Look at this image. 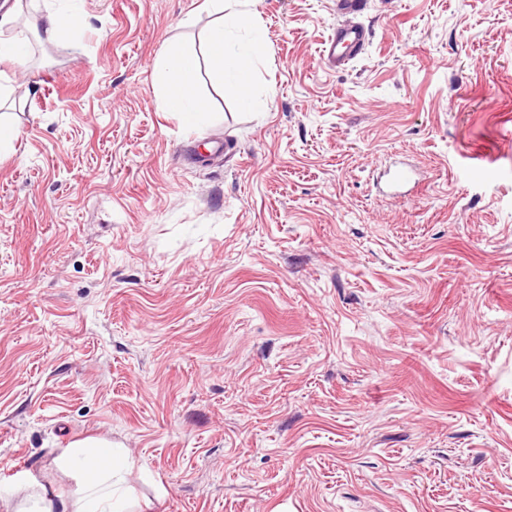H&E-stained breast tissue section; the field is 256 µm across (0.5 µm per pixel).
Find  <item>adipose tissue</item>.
Instances as JSON below:
<instances>
[{
	"label": "adipose tissue",
	"instance_id": "ef3b65f1",
	"mask_svg": "<svg viewBox=\"0 0 512 512\" xmlns=\"http://www.w3.org/2000/svg\"><path fill=\"white\" fill-rule=\"evenodd\" d=\"M257 0H202L199 9L213 15L200 49L179 40L168 42L155 60L159 99L165 111L176 113L189 127L208 119L207 103L197 94L202 72H209L223 93L254 107L251 95L254 64L263 57V35L255 9ZM29 23L36 38L45 43L62 40L86 24L84 16L63 12L38 0H11L0 10V60L25 65L30 56L27 41L14 35L20 23ZM60 461L80 476V494L68 499L37 480H28L26 494L16 512H131L128 475L132 463L126 448L101 438L71 444Z\"/></svg>",
	"mask_w": 512,
	"mask_h": 512
}]
</instances>
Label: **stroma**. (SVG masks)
<instances>
[{"mask_svg":"<svg viewBox=\"0 0 512 512\" xmlns=\"http://www.w3.org/2000/svg\"><path fill=\"white\" fill-rule=\"evenodd\" d=\"M198 2L56 0L87 25L0 63V485L74 495L105 437L134 512H512V0H259L266 110L205 73L187 129ZM369 38L361 25L339 26L322 43L320 54L333 67H340L355 57Z\"/></svg>","mask_w":512,"mask_h":512,"instance_id":"35a3bbf8","label":"stroma"}]
</instances>
